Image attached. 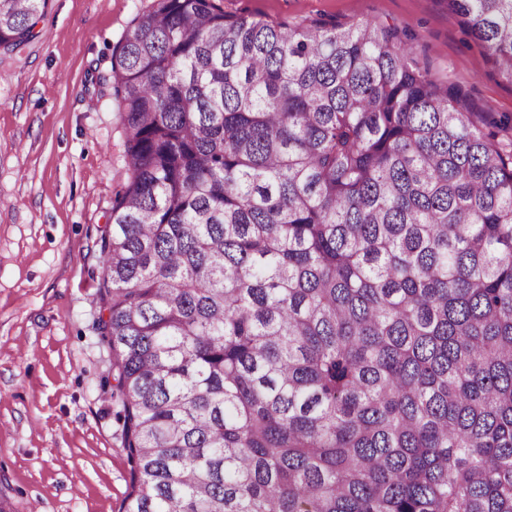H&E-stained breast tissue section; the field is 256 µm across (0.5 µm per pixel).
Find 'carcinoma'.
<instances>
[{"mask_svg": "<svg viewBox=\"0 0 512 512\" xmlns=\"http://www.w3.org/2000/svg\"><path fill=\"white\" fill-rule=\"evenodd\" d=\"M447 3L512 83V0ZM112 91L121 512H512V118L389 25L214 0H154Z\"/></svg>", "mask_w": 512, "mask_h": 512, "instance_id": "1", "label": "carcinoma"}]
</instances>
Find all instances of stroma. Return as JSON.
I'll list each match as a JSON object with an SVG mask.
<instances>
[{"label":"stroma","mask_w":512,"mask_h":512,"mask_svg":"<svg viewBox=\"0 0 512 512\" xmlns=\"http://www.w3.org/2000/svg\"><path fill=\"white\" fill-rule=\"evenodd\" d=\"M153 0H48L0 49V499L9 512H119L130 464L97 324L99 240L126 183L112 52ZM271 24L396 27L440 82L512 116V83L446 0H221Z\"/></svg>","instance_id":"35a3bbf8"}]
</instances>
